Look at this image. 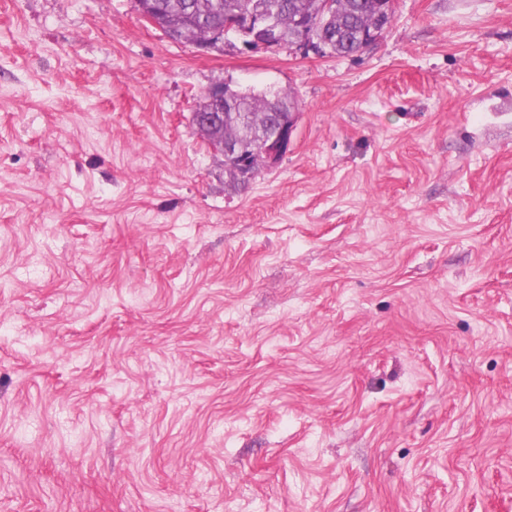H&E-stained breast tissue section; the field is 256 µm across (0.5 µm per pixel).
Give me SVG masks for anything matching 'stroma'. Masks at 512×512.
<instances>
[{
    "mask_svg": "<svg viewBox=\"0 0 512 512\" xmlns=\"http://www.w3.org/2000/svg\"><path fill=\"white\" fill-rule=\"evenodd\" d=\"M346 57L0 0V512H512V0ZM287 90L243 188L190 122Z\"/></svg>",
    "mask_w": 512,
    "mask_h": 512,
    "instance_id": "35a3bbf8",
    "label": "stroma"
}]
</instances>
